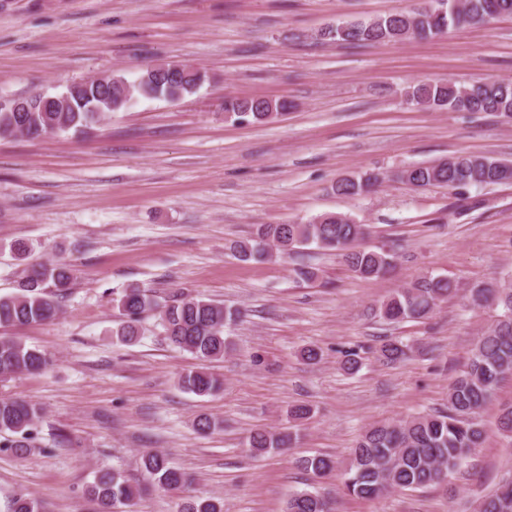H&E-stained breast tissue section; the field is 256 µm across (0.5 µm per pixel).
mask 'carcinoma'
I'll list each match as a JSON object with an SVG mask.
<instances>
[{
  "mask_svg": "<svg viewBox=\"0 0 512 512\" xmlns=\"http://www.w3.org/2000/svg\"><path fill=\"white\" fill-rule=\"evenodd\" d=\"M442 14L427 17L426 8L393 11L367 21L330 26L320 37L348 44H376L408 37L428 39L470 24H489L497 18L512 16V0H445ZM207 82L199 69L183 64L161 63L142 71L133 81L124 74H112L110 84L75 82L48 100L42 96L35 112H11L0 109V137L17 135L33 138L49 134L82 131L100 121L101 116L117 112L133 101L144 98L179 100L196 93ZM408 99L422 102L435 110L494 112L512 115V81L474 82L456 86L450 83H424L409 88ZM288 110L285 101L224 98V117L239 123H265ZM505 162L489 157L452 155L428 164L411 165L404 182L414 187L444 186L458 189L498 183ZM374 184L365 174L336 181V194L353 197L370 191ZM368 236L367 225L354 224L340 213H323L305 223L256 224L250 235L234 242L232 249L242 261L262 258L269 261L288 258L301 249L315 246L333 251L348 269L365 279L386 274L394 264L387 251L361 245ZM72 283L64 265L40 264L26 270L19 291L0 295V327L26 325L53 319L60 311L59 298ZM455 291L445 277L424 275L382 300L376 315L390 323L429 317L438 303ZM472 301L476 305L503 308L500 318L483 334L468 364L448 389V410L415 417L400 423L374 426L361 436L346 469L344 491L362 499H371L389 490L418 489L438 483L437 470L452 474L478 448L482 430L479 410L490 400L497 384L512 375V283L477 288ZM122 320L112 335L133 344L140 336L144 316L154 315L166 339L175 348L202 362L194 370L179 375L178 385L198 396L224 389L222 379L208 371L203 363L224 357L230 340L226 330L239 317V311L199 296L174 294L165 300L139 287L124 289L118 300ZM406 356V346L388 340L379 348V357L395 363ZM49 359L42 351L0 335V377L9 378L40 371ZM40 408L20 398H0V448L25 453L34 439ZM292 435L286 431L259 428L247 445L255 453L288 448ZM299 466L317 476L333 468L326 456H308ZM142 466L153 485L179 487L186 474L172 465L167 456L150 450L142 456ZM89 494L101 512H118L134 505L142 489L131 485L116 470L95 473ZM12 512H42L41 503L20 495L12 501ZM180 512H224L218 498L189 499ZM285 512H333L331 499L319 492L300 491L289 496ZM476 512H512V482L501 483L476 505Z\"/></svg>",
  "mask_w": 512,
  "mask_h": 512,
  "instance_id": "1",
  "label": "carcinoma"
}]
</instances>
